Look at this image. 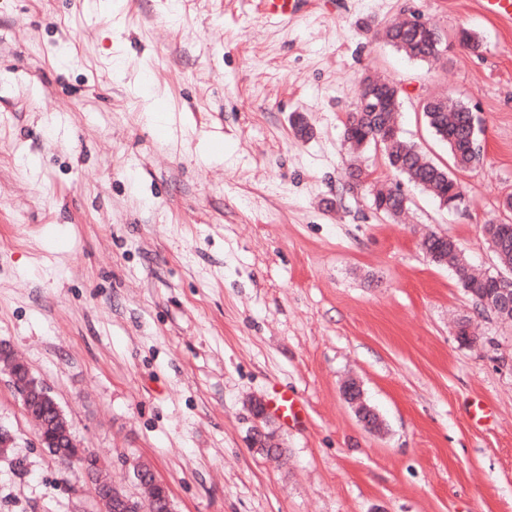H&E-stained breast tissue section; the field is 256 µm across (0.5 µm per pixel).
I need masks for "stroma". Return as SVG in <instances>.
Wrapping results in <instances>:
<instances>
[{
    "label": "stroma",
    "instance_id": "stroma-1",
    "mask_svg": "<svg viewBox=\"0 0 512 512\" xmlns=\"http://www.w3.org/2000/svg\"><path fill=\"white\" fill-rule=\"evenodd\" d=\"M412 15L482 46L409 60L380 32ZM369 73L402 86L403 136L436 162L418 96L478 117L459 210L381 149L349 156ZM381 184L409 197L400 220L373 210ZM509 195L512 24L479 0H312L288 21L259 0H0V341L114 486L137 493L145 463L175 512H512V326L420 248L446 234L497 273L481 227L512 224ZM281 389L304 417L269 414V458L251 407ZM0 425V512H96L2 373ZM342 395L352 405L358 420L370 431H379L382 421L378 413L364 402V392L358 379L349 377L342 384Z\"/></svg>",
    "mask_w": 512,
    "mask_h": 512
}]
</instances>
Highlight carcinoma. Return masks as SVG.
<instances>
[{
    "label": "carcinoma",
    "instance_id": "obj_1",
    "mask_svg": "<svg viewBox=\"0 0 512 512\" xmlns=\"http://www.w3.org/2000/svg\"><path fill=\"white\" fill-rule=\"evenodd\" d=\"M385 41L406 58L424 63L437 62L432 39L407 23L393 24L383 31ZM401 109L374 114L365 111L362 102L348 117L344 128V141L352 152H359L375 144L376 137H382V148L387 165L398 175L430 195L443 208L453 209L464 197V190L448 167L435 162L415 144L405 140L401 128ZM424 121L437 139L448 149L454 167L465 171L474 168L481 159V146L478 137L472 135L475 116L465 103L444 95L434 96L431 111L424 113ZM376 197L388 200L382 215L398 218L404 208L391 199V189L384 187L374 190ZM482 231L493 233L496 249L493 254L498 265L512 272V224H485ZM427 250L430 261L437 264L447 261L455 272L458 282L465 292L476 302L493 292L491 275L476 268L465 255L458 242L433 234L427 236ZM40 384L33 386L32 402L28 407L30 416L38 423V428L50 434L59 428L55 422L54 409L49 402L37 400Z\"/></svg>",
    "mask_w": 512,
    "mask_h": 512
}]
</instances>
